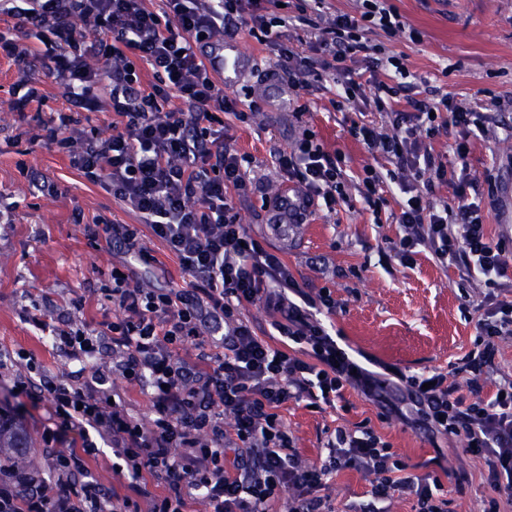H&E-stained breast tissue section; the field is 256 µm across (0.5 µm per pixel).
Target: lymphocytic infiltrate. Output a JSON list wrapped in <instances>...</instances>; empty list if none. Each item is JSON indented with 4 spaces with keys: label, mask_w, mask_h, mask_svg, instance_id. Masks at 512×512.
Listing matches in <instances>:
<instances>
[{
    "label": "lymphocytic infiltrate",
    "mask_w": 512,
    "mask_h": 512,
    "mask_svg": "<svg viewBox=\"0 0 512 512\" xmlns=\"http://www.w3.org/2000/svg\"><path fill=\"white\" fill-rule=\"evenodd\" d=\"M161 0L159 10L144 0H0V13L14 16L20 29L35 32L34 51L0 34V54L18 63L42 62L63 90L67 109L49 130L71 164L90 182L103 185L143 226L108 222L87 225L92 239L116 243L138 263L155 258L139 245L148 229L194 279L191 288H134L113 269L110 297L120 316L99 328H49L41 314L30 322L52 329L56 344L72 360L98 355L103 340L112 344L109 370L80 371L71 382L42 376L34 359L11 380L7 393L47 402L53 423L45 427L44 456L55 473L47 479L34 467L0 463V512H185L188 500L202 498L209 512H335L329 493L333 474L346 469L372 478L374 501L367 512H387L394 494L413 495L414 512H446L443 484L432 474L409 473L390 445L371 428L354 433L337 428L325 459L303 463L280 414L288 401L335 406L346 387L361 391L383 415L397 412L388 396L397 389L409 401L417 424L433 434L464 441L466 455L480 459L496 496L483 512H499L500 499L512 501V381L482 397L478 378L491 366L501 337L512 335V302L494 290L512 272V243L493 240L468 192L478 182L454 186V198H434L448 182V164L428 141L454 125L482 129L480 113L448 97L414 101L398 110L402 85L375 84L376 108L393 131L362 124L351 133L370 153L393 168L380 173L365 166L359 192L369 206L379 191L401 193L393 214L402 235L394 248L401 265L429 252L441 265H453L461 279L482 277L491 302L477 324L478 352L467 366L466 388L447 375L398 376L391 380L369 369L341 347L322 320L336 302L312 297L295 280L283 259L252 237L230 204L231 192L250 181L244 155L225 143L216 127L224 116L247 121L256 104L241 108L237 98L209 73L197 51L201 39L247 30L270 48L275 60L269 78L306 86L331 72L346 95L360 92V75L347 66L357 56L373 65L405 73L403 56L385 53L369 32L393 36L407 28L388 0H362L353 15L330 9L327 0ZM300 32L298 47L284 32ZM108 59L106 71L90 66L89 56ZM145 62L143 80L137 62ZM112 102L114 130L103 137L80 126L81 113L96 109L101 94ZM276 169L299 183L306 203L323 199L328 210L348 203L346 179L335 157L304 129L292 150L274 154ZM272 312L271 328L282 336L272 346L258 336L246 311ZM192 344L194 360L174 350ZM144 385L153 418L142 425L116 398L113 377ZM232 425H225V415ZM78 431L79 448L59 449L65 432ZM110 445L112 469L128 482L129 494L108 493L86 480V458L100 444ZM162 484L155 493L152 483Z\"/></svg>",
    "instance_id": "f902f5d3"
}]
</instances>
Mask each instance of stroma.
I'll return each mask as SVG.
<instances>
[{
    "label": "stroma",
    "mask_w": 512,
    "mask_h": 512,
    "mask_svg": "<svg viewBox=\"0 0 512 512\" xmlns=\"http://www.w3.org/2000/svg\"><path fill=\"white\" fill-rule=\"evenodd\" d=\"M390 3L422 40L414 44L377 31L371 41L404 56L411 82H428L458 105L488 115L486 132L466 135L452 126L435 136L432 146L447 155L456 140L468 138L467 177L492 175L501 187L497 204H481L488 233L496 239L512 232V139L502 134L503 125H512V0ZM239 38L257 66L230 94L252 98L260 109L244 123L225 116L224 139L251 157V173L264 185L263 191L234 196L240 223L281 255L302 288L314 296L329 292L336 300L326 322L342 347L408 376L453 372L466 383L463 366L476 349V324L483 316L476 305L486 289L479 280H460L455 268L442 267L425 252L410 266L388 258L401 236L390 218L398 200L387 197L375 209L364 202L359 180L373 158L350 134L351 126L374 117L373 84L350 98L326 74L311 87L289 88L288 109L280 111L263 92L270 50L248 33ZM26 82L37 84L44 98L21 109L17 92ZM66 107L40 62L24 66L0 55V212L6 217L0 222V363L12 367L23 350L48 378L63 383L80 364L57 350L51 336L28 321V313L38 309L57 321L70 312L76 324L91 328L115 319L118 308L107 297L115 267L138 288L190 285L177 259L148 230H141L140 241L156 259L150 268L88 239L85 224L100 218L132 224L136 218L74 169L68 153L49 140L50 119ZM305 125L327 152L340 155L350 201L330 212L323 200H315L305 224L283 248L269 229L265 201L289 182L273 167L272 154L291 147ZM45 180L56 186L55 195L42 193ZM78 212L84 215L80 224L74 221ZM280 415L303 461L323 455L335 428L366 425L414 473L440 476L448 512H482L494 496L483 462L465 455L461 440L431 438L397 418H381L379 408L354 389H346L335 408L311 411L291 400Z\"/></svg>",
    "instance_id": "stroma-1"
}]
</instances>
